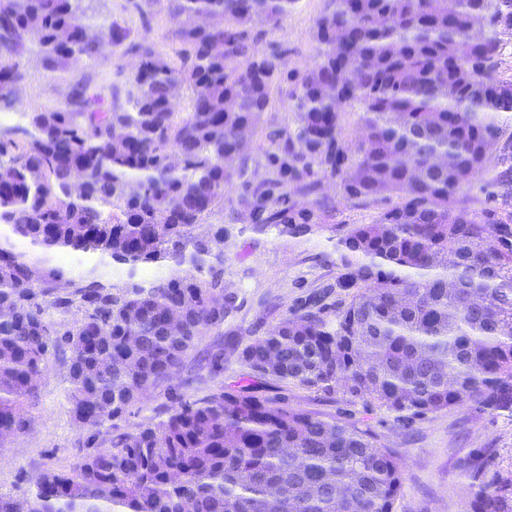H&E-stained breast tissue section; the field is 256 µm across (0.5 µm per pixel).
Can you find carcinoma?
I'll return each instance as SVG.
<instances>
[{"label":"carcinoma","mask_w":512,"mask_h":512,"mask_svg":"<svg viewBox=\"0 0 512 512\" xmlns=\"http://www.w3.org/2000/svg\"><path fill=\"white\" fill-rule=\"evenodd\" d=\"M80 2L0 0V111L18 104L33 35L48 70L109 46L138 59L119 86H81L62 108L0 123V455L30 430L53 354L97 449L43 470L25 498L0 493V512H394V456L281 386L340 391L404 427L468 403L512 408V214L475 219L459 198L512 112V81L493 77L497 43L483 36L512 17V0H327L314 62L292 71L287 49L260 43L298 0H126L142 15L165 10L174 59L116 19L95 24ZM276 89L292 130L265 123ZM352 105L363 133L350 149L339 134ZM259 129L265 162L252 166L246 133ZM348 157V198L400 202L340 237L322 292L242 348L251 382L224 387L215 353L202 395L118 426L238 310L224 283L233 227L196 233L226 184L240 181L243 229L300 238L312 211L296 197L318 194L317 172ZM65 249L99 255L124 283L52 262ZM160 263L164 275L139 277ZM470 477V512H512V475L495 458Z\"/></svg>","instance_id":"carcinoma-1"}]
</instances>
